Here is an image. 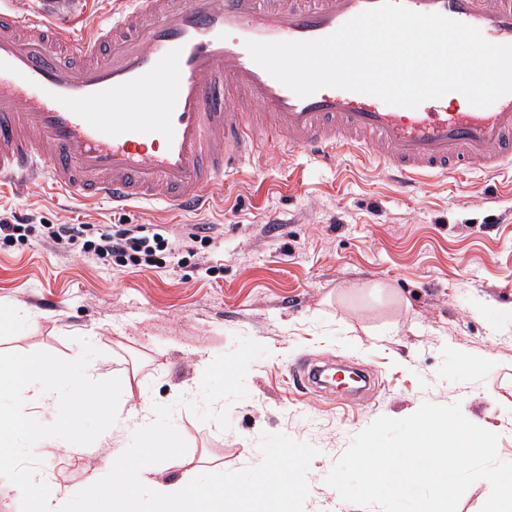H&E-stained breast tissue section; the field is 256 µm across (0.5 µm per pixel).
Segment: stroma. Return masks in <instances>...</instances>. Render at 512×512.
<instances>
[{"label": "stroma", "mask_w": 512, "mask_h": 512, "mask_svg": "<svg viewBox=\"0 0 512 512\" xmlns=\"http://www.w3.org/2000/svg\"><path fill=\"white\" fill-rule=\"evenodd\" d=\"M32 220L22 240L0 242V352L71 360L84 337L101 378H120L119 417L141 403L156 428L100 436L80 453L50 438L41 470L71 489L98 477L104 493L124 474L155 468L175 482L216 474L228 512H252V491L272 489L257 462L305 483L288 512H381L341 500L324 478L379 416L423 403H460L496 429L512 461V186L480 174L430 180L401 192L376 159L322 166L277 145L226 181L205 211L162 205L112 212L54 196L41 184L19 199L0 191V220ZM279 218L280 228L270 225ZM48 224L116 230L161 226L178 241L157 268L105 265L44 239ZM211 240L192 242L196 225ZM299 359L347 363L377 386L364 401L301 392ZM174 447L159 460L157 438ZM298 456L280 464L283 449Z\"/></svg>", "instance_id": "1"}]
</instances>
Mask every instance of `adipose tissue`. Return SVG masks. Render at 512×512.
<instances>
[{
	"mask_svg": "<svg viewBox=\"0 0 512 512\" xmlns=\"http://www.w3.org/2000/svg\"><path fill=\"white\" fill-rule=\"evenodd\" d=\"M154 471L143 468L125 477L122 495L113 497L108 512H130V503L143 486H151L160 512H224V495L216 482L196 478L189 482L163 483Z\"/></svg>",
	"mask_w": 512,
	"mask_h": 512,
	"instance_id": "1",
	"label": "adipose tissue"
}]
</instances>
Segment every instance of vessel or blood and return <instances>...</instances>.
Masks as SVG:
<instances>
[{"instance_id": "vessel-or-blood-1", "label": "vessel or blood", "mask_w": 512, "mask_h": 512, "mask_svg": "<svg viewBox=\"0 0 512 512\" xmlns=\"http://www.w3.org/2000/svg\"><path fill=\"white\" fill-rule=\"evenodd\" d=\"M381 0H130L102 26H69L80 0L0 11V183L125 209L208 204L272 142L329 163L379 160L404 186L512 170V94L452 112L326 87L301 98L245 43L328 36ZM512 44V0H403Z\"/></svg>"}]
</instances>
